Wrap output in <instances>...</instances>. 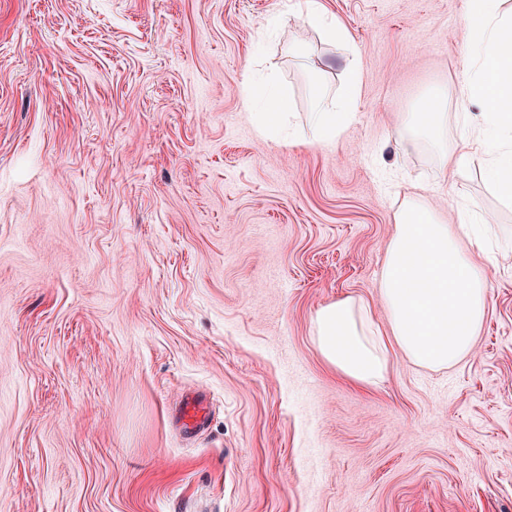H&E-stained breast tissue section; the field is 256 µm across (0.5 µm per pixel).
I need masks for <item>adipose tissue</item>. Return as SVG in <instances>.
I'll use <instances>...</instances> for the list:
<instances>
[{
	"mask_svg": "<svg viewBox=\"0 0 512 512\" xmlns=\"http://www.w3.org/2000/svg\"><path fill=\"white\" fill-rule=\"evenodd\" d=\"M507 0H470L461 16L468 32L464 73L467 94L449 105L447 90L428 91L406 114L403 128L412 142L430 143L441 166L461 169L465 157L448 146V126L456 124L471 154L480 156L498 195L512 202V8ZM359 74L348 66L336 108L313 94L315 143L335 144L356 117ZM422 194L406 195L394 218L379 282L387 312L376 326L370 306L344 297L320 307L313 340L324 361L360 387L383 378L391 352L413 365L444 369L469 356L492 300L486 267L494 263L492 224L482 216L459 228L444 224L424 206Z\"/></svg>",
	"mask_w": 512,
	"mask_h": 512,
	"instance_id": "obj_1",
	"label": "adipose tissue"
}]
</instances>
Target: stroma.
I'll return each mask as SVG.
<instances>
[{"mask_svg":"<svg viewBox=\"0 0 512 512\" xmlns=\"http://www.w3.org/2000/svg\"><path fill=\"white\" fill-rule=\"evenodd\" d=\"M296 2L0 0V512H512V205L456 126V173L398 134L427 89L462 93L465 0H320L360 71L323 148L312 84L334 98L348 54ZM252 68L297 144L259 136ZM416 186L496 224L491 307L464 361L394 352L358 389L311 320L353 296L385 324ZM190 390L216 412L187 439Z\"/></svg>","mask_w":512,"mask_h":512,"instance_id":"1","label":"stroma"}]
</instances>
